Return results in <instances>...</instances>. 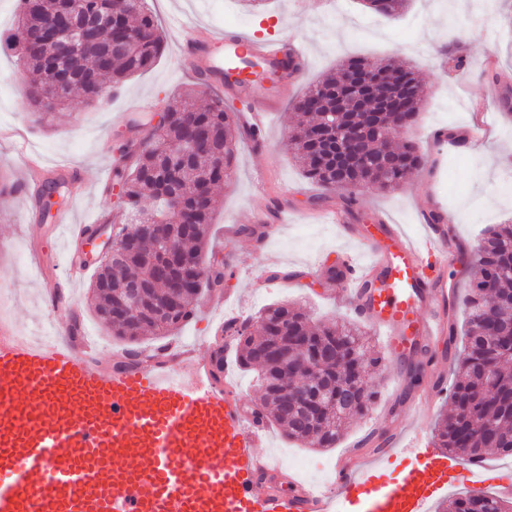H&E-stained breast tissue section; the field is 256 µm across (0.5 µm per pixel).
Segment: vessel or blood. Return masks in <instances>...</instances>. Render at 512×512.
<instances>
[{
  "instance_id": "obj_1",
  "label": "vessel or blood",
  "mask_w": 512,
  "mask_h": 512,
  "mask_svg": "<svg viewBox=\"0 0 512 512\" xmlns=\"http://www.w3.org/2000/svg\"><path fill=\"white\" fill-rule=\"evenodd\" d=\"M176 27L177 68L207 84L225 85V69L250 59L278 78L274 88L254 78L227 85L249 100L236 121L250 131L265 127L306 62L278 36L260 40L182 21ZM420 214L423 245L382 222L373 232L348 223L342 209L322 214L366 249L362 261L344 255L336 273L355 315L383 333L393 366L387 382L397 389L406 387L415 359L436 388L446 383L438 347L448 339L453 296L443 269L459 248L435 197L421 198ZM89 232L86 224L70 226L67 278L43 280L52 336L34 341L0 323V512H430L458 486L485 492L489 475L465 459L392 437L338 457L326 489L296 481L291 494L280 493L267 477L282 464L265 453L266 427L244 410L232 374L214 390L196 349L169 340L136 366L97 358L63 300L64 288L89 269L77 254ZM394 466L401 469L395 484L386 479Z\"/></svg>"
}]
</instances>
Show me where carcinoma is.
Listing matches in <instances>:
<instances>
[{"instance_id":"obj_1","label":"carcinoma","mask_w":512,"mask_h":512,"mask_svg":"<svg viewBox=\"0 0 512 512\" xmlns=\"http://www.w3.org/2000/svg\"><path fill=\"white\" fill-rule=\"evenodd\" d=\"M20 0L16 33L13 36L20 62L33 75L29 99L39 111H50L67 103L72 91L88 103L105 104L112 90L138 73L149 70L160 55L164 37L147 0ZM77 15L108 16L112 51L108 61L100 59L102 44L84 45L61 65L71 79L58 83L54 46L48 32L56 26L63 11ZM418 83L412 72L400 69L390 59L369 61L348 58L336 75H328L310 86L292 103L298 124L290 135L294 157L302 165L306 178L334 190L343 183L345 208L355 202L354 186L368 184L391 189L407 180L421 165L416 144L405 139L391 154L397 163L387 167L380 159L381 139L386 129L401 124L404 117H414L420 104L415 98L408 113L384 104L379 95L402 79ZM235 113L224 107V99L209 95L199 98L191 90L175 96L158 125L143 141H130L121 150L122 165L115 170L117 184L130 203L129 224L123 238L137 239L139 252L126 254L123 242L114 245L112 263L101 265L92 282V297L97 317L120 336L135 344L142 333L150 331L161 339L174 335L195 315L194 301L202 291H212L224 284V268L209 257V226L217 209L214 188L233 173L235 144L229 129ZM377 126L368 136L363 172L338 171L336 133L345 127ZM201 132L197 151L182 153L191 130ZM161 224L165 239L187 256L192 266L181 279L185 292L178 295L177 307L159 312L163 301H171L169 279L158 273L168 264L166 254L147 238L143 225ZM470 279L463 304L467 311L466 344L456 357L455 380L451 392L453 410L435 426L433 439L439 448L469 462L484 461L489 451L512 457V321L505 318L512 310V224H495L478 244L470 261ZM137 289L141 302L127 316L109 319L104 311L119 303L126 290ZM242 344L239 362L257 372L263 394L261 407L271 410L275 423L288 438L319 448H334L344 433L346 420L368 409L373 391L364 380L366 374L381 365L382 357L371 349L366 332L355 323H331L313 326L305 313L294 304L282 301L260 314L259 329L252 332L246 323L233 329ZM288 337V345L305 338L310 344L322 342L335 354L318 367L315 382L304 378L311 369L298 365L288 387L272 380L264 382L267 372L264 354L276 343V337ZM354 388L352 402H338L334 407L325 398H341L345 387ZM306 392L294 411H285L283 392ZM449 512H512V501L488 494L468 492L453 499Z\"/></svg>"}]
</instances>
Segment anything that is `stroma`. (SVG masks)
<instances>
[{
  "mask_svg": "<svg viewBox=\"0 0 512 512\" xmlns=\"http://www.w3.org/2000/svg\"><path fill=\"white\" fill-rule=\"evenodd\" d=\"M148 5L165 33L156 64L127 80L108 104L89 105L79 94H72L67 106L42 125L36 122L26 96L24 70L5 46L14 28L18 0H0V176L21 184L25 157L32 154L53 178L60 176L63 167L75 168L85 189L83 196L67 195L47 216L34 195L16 192L0 199V309L23 334L38 335L44 315L32 246H39L50 270L65 275L56 220L67 212L74 223L99 225L118 214L114 193L104 191L103 186L113 180L114 154L133 136L128 111L150 100L154 108L148 116L157 118L174 95L195 82L192 74L177 70L172 63L178 49L171 24L176 15L218 28L249 29L261 38L272 34L298 37L308 60L292 90L296 96L350 57L391 58L414 67L426 96L408 135L423 152L429 149V126L469 129L475 104L487 108L499 101L503 110L494 115L493 128L482 142L448 146V162L437 178L417 171L390 191L371 185L361 188L349 221L368 224L378 213L422 237L416 198L426 190L447 200L448 223L470 253L488 225L512 219V0H470L461 14L452 9L451 0H406L393 18L366 8L363 0H269L267 6L253 11L245 9L240 0H148ZM451 45L466 59L465 69L448 64L446 49ZM491 56L501 74L495 84L486 75ZM294 124L291 104L282 103L270 115L265 149L254 152L246 140H239L233 175L218 190L221 204L213 218L210 244L216 261L226 266L225 292L234 294L240 319L253 325L263 307L281 300L297 303L316 323L353 317L348 306L336 303V283L326 271L337 264L342 252L358 253L362 247L338 235L335 225L305 219V212L342 206L344 194L304 177L289 146ZM276 208L293 213L277 232L260 239L240 234V227L250 224L254 211ZM267 253L279 258L281 270L298 267L301 275L270 280V271L262 262ZM92 281L88 275L76 283L70 302L77 318L96 336L103 357L110 360L122 352L125 343L97 318L91 305ZM212 298L208 292L199 299L196 316L178 333L196 345L206 360L219 332V312L211 308ZM370 386L374 398L369 411L352 423L336 447L305 446L288 439L273 424L268 453L286 448L310 463L331 467L341 450L377 427V418L389 403L382 373H374Z\"/></svg>",
  "mask_w": 512,
  "mask_h": 512,
  "instance_id": "obj_1",
  "label": "stroma"
}]
</instances>
